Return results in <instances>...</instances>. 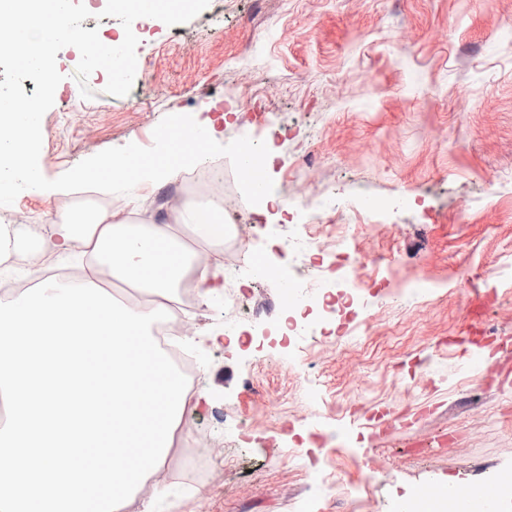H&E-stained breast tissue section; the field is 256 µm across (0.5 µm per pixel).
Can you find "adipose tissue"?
Segmentation results:
<instances>
[{
	"label": "adipose tissue",
	"mask_w": 512,
	"mask_h": 512,
	"mask_svg": "<svg viewBox=\"0 0 512 512\" xmlns=\"http://www.w3.org/2000/svg\"><path fill=\"white\" fill-rule=\"evenodd\" d=\"M181 166L175 154L161 163L152 157L141 158L130 176L120 159L98 161L92 169L97 193L136 197L138 221H130L121 208L89 207L55 225L51 235L32 240L17 238L3 224L0 253L23 249L52 262L78 245L92 268L147 292V300L134 305V312L172 305L176 291L185 284L200 305L210 306L226 286L224 254L219 250L224 242V209L215 206L202 211L185 203L172 209L170 217H163L164 206L157 193L177 176ZM202 244L210 251L201 264L196 248Z\"/></svg>",
	"instance_id": "1"
}]
</instances>
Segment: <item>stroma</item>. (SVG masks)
<instances>
[{
	"instance_id": "1",
	"label": "stroma",
	"mask_w": 512,
	"mask_h": 512,
	"mask_svg": "<svg viewBox=\"0 0 512 512\" xmlns=\"http://www.w3.org/2000/svg\"><path fill=\"white\" fill-rule=\"evenodd\" d=\"M512 0H210L184 24H134L131 92L93 99L73 78L80 55H57L64 79L41 121L39 167L55 179L103 150L153 144L169 114L214 124L219 143L287 125L266 170L294 216L260 212L224 174V213L249 224L252 259L275 271L229 285L187 315L237 345L192 351L210 407L187 415L174 454L214 448L209 486L158 480L168 512H396L414 490L478 488L512 469ZM256 95L237 106L240 93ZM336 210L316 211L323 197ZM79 193L24 190L0 222L46 236ZM344 244L365 256L348 318L281 341L294 286L320 293L350 278ZM470 274L457 279V271ZM435 295L412 291L424 276ZM488 297L481 319L475 293ZM321 459L329 496L306 476Z\"/></svg>"
}]
</instances>
